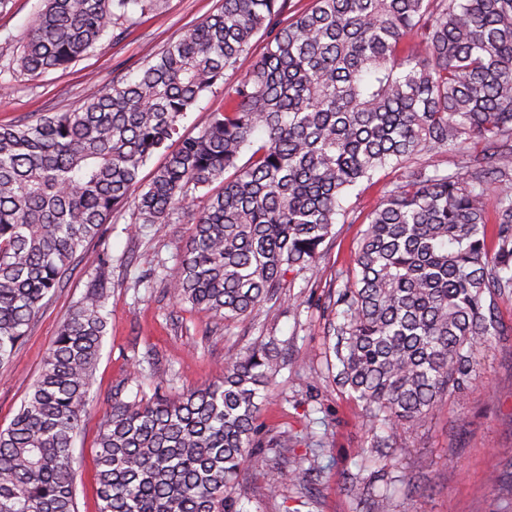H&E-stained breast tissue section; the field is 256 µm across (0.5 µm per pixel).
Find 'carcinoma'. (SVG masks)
Listing matches in <instances>:
<instances>
[{"instance_id": "obj_1", "label": "carcinoma", "mask_w": 512, "mask_h": 512, "mask_svg": "<svg viewBox=\"0 0 512 512\" xmlns=\"http://www.w3.org/2000/svg\"><path fill=\"white\" fill-rule=\"evenodd\" d=\"M163 0H43L8 67L65 68ZM222 0L220 9L77 112L0 125V365L23 344L77 253L132 206L165 224L201 203L171 294L231 322L290 271L318 272L342 199L390 164L483 144L477 166L410 171L367 216L356 269L333 305L337 381L362 403L371 447L424 426L480 377L512 295V0ZM265 51L192 137L167 142L257 35ZM149 182L140 171L157 152ZM251 151L246 164L241 154ZM61 325L0 431V512H78L74 443L107 332L105 271ZM274 342L239 349L212 384L175 396L112 388L96 448L99 512H238L232 485L262 448L260 391ZM302 467L268 474L275 488ZM365 512L394 498L358 480Z\"/></svg>"}]
</instances>
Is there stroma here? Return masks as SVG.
<instances>
[{
	"label": "stroma",
	"mask_w": 512,
	"mask_h": 512,
	"mask_svg": "<svg viewBox=\"0 0 512 512\" xmlns=\"http://www.w3.org/2000/svg\"><path fill=\"white\" fill-rule=\"evenodd\" d=\"M221 0H164L152 13H133L98 46L66 68L31 77L0 72V123H32L41 116L77 111L106 86L134 76L143 62L192 25L215 13ZM42 7V0H6L0 6V62L15 57ZM264 49L255 38L222 85L203 96L180 123L183 136L197 135L222 104L226 87L250 71ZM408 168L386 166L343 201L334 236L323 246L318 275L287 274L276 298L235 322L176 304L170 294L194 223L192 214L166 224H139L131 208L113 213L101 239L89 243L62 288L38 311L25 342L0 367V429L7 428L37 379L60 326L81 300L109 255L107 334L97 365L82 432L75 443L79 512H99L95 447L113 386L137 373L152 353L153 378L143 380L145 397L155 388L170 394L217 381L239 348L274 339L283 367L264 393L266 429L288 428L289 448H266L235 480L240 512H358L350 486L375 471L371 424L361 405L339 386L328 330L332 305L355 267L354 252L366 216L389 190L403 184ZM501 336L477 352L481 378L463 397L448 398L425 426L400 433L384 464L410 473L396 486L398 512H512V486L500 482L512 458V296L497 308ZM306 459L308 481L268 489V472Z\"/></svg>",
	"instance_id": "stroma-1"
}]
</instances>
